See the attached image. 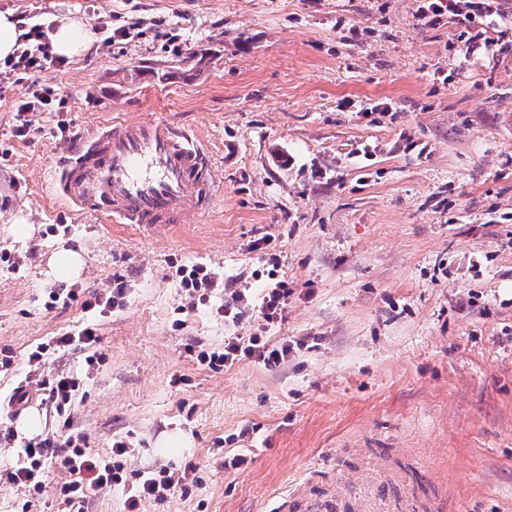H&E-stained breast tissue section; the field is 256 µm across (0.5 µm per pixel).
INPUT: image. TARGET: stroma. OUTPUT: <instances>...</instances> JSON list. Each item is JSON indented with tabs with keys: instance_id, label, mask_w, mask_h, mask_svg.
<instances>
[{
	"instance_id": "stroma-1",
	"label": "stroma",
	"mask_w": 512,
	"mask_h": 512,
	"mask_svg": "<svg viewBox=\"0 0 512 512\" xmlns=\"http://www.w3.org/2000/svg\"><path fill=\"white\" fill-rule=\"evenodd\" d=\"M6 8L45 27L74 14L97 40L49 72L65 109L29 113L27 138L15 104L31 82L0 96V430L15 435L0 438L1 471L24 441L14 388L63 370L79 382L72 433L92 453L110 458L122 439L127 473L193 464L186 494L140 512H272L285 492L375 512H512V50L465 58L449 48L452 15L422 25L417 0ZM155 116L207 148L212 212L164 235L52 202L66 147ZM61 247L83 268L76 297L54 304ZM195 263L252 302L287 281L269 331L293 346L284 365L195 362L196 346L254 331L190 309L181 270ZM118 276L124 304L96 317L93 354L30 369V349L80 326ZM175 432L185 447H162ZM238 454L247 466L225 468ZM66 479L49 470L38 493L1 480L0 512H65Z\"/></svg>"
}]
</instances>
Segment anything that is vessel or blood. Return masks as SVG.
<instances>
[{
  "label": "vessel or blood",
  "instance_id": "b4317fda",
  "mask_svg": "<svg viewBox=\"0 0 512 512\" xmlns=\"http://www.w3.org/2000/svg\"><path fill=\"white\" fill-rule=\"evenodd\" d=\"M53 196L108 224H134L142 232L195 223L218 199L209 159L200 141L161 117L113 119L59 159ZM332 500L303 497L275 512H335Z\"/></svg>",
  "mask_w": 512,
  "mask_h": 512
}]
</instances>
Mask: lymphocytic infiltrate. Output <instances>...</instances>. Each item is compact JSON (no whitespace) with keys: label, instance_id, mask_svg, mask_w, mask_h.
Returning <instances> with one entry per match:
<instances>
[{"label":"lymphocytic infiltrate","instance_id":"1","mask_svg":"<svg viewBox=\"0 0 512 512\" xmlns=\"http://www.w3.org/2000/svg\"><path fill=\"white\" fill-rule=\"evenodd\" d=\"M451 13L458 24L467 26L482 21L490 25L505 22L506 16L501 0H422L417 9L418 19L426 25L436 24L444 13ZM28 39L36 40L35 48L26 49L14 59L7 61L0 70V93L11 82H21L23 77L37 78L38 83L30 97L16 104V112L21 120L16 127L18 138H27L30 127L24 115L28 112H50L59 96L54 84L46 80L45 75L53 68L63 66L62 58L53 54L44 32L37 27L31 28ZM288 285L280 281L265 288L258 304H249L246 294L238 288L224 291V300L216 312L232 323L238 324L252 318H261L271 325L281 319L288 305ZM98 341L96 330L85 326L75 332H67L52 337L48 342L37 344L28 354V363L42 366L47 362L50 351L86 350ZM292 347L288 343H274L268 337L254 333L248 336H228L223 347L199 346L195 360L199 365L212 370L227 369L236 362L248 359L270 368L284 364ZM128 451L125 441L112 444L113 458L101 460L82 448L77 438L67 437L60 440L45 437L27 442L22 448L17 468L7 471L6 479L10 484L33 490H41L43 476L47 467L55 466L69 473L70 479L60 488V494L67 512H88V492L94 488L113 487L122 489L126 496L128 512H137L142 500H159L172 491H187L186 474L167 469L142 471L137 473L135 481H128L122 474L121 456Z\"/></svg>","mask_w":512,"mask_h":512}]
</instances>
